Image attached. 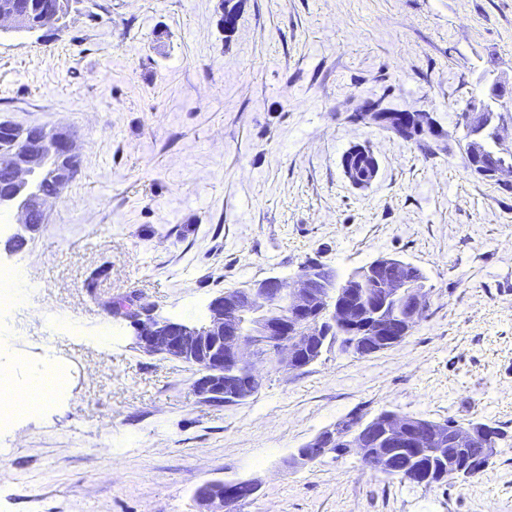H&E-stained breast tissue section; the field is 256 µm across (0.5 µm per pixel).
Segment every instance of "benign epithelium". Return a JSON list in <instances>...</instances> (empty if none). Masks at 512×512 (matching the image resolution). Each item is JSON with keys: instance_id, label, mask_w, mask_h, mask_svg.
Returning a JSON list of instances; mask_svg holds the SVG:
<instances>
[{"instance_id": "1", "label": "benign epithelium", "mask_w": 512, "mask_h": 512, "mask_svg": "<svg viewBox=\"0 0 512 512\" xmlns=\"http://www.w3.org/2000/svg\"><path fill=\"white\" fill-rule=\"evenodd\" d=\"M69 13L64 0L49 10L40 8L36 0H0V25L30 32L56 28ZM504 95V87L494 81L488 100L469 108L467 168L497 182L511 175L512 167L486 169L482 158L488 145L482 132L489 126L497 132L503 125ZM0 128L12 143L24 146L0 159V169H5L15 187L13 193L0 195V207L16 209L20 224L26 225L30 213L45 212L49 200L34 188L45 170L42 145L56 142L72 155L74 136L64 127L23 128L3 123ZM395 265L408 267L402 259L380 255L342 282L327 265L310 263L288 281L271 276L221 293L208 304L206 318L196 322L153 316L143 319L133 302L116 313L130 319L133 341L139 348L196 366L199 377L194 389L199 400L222 407L259 391L261 366L299 370L316 362L320 353L314 344L325 341L329 326L339 328L347 338L354 337V344L365 343L377 350L401 342L423 317L427 294L422 281L381 274ZM500 439L496 430L479 424L459 426L387 411L358 426L336 425L320 432L298 449V456L313 463L327 454L354 450L362 460L373 461L381 448H424L450 463L452 473L459 475L468 472L471 463L468 457H458L461 450L478 445L479 458L489 461L496 455ZM242 485L257 491L256 483L240 478L202 484L194 493L200 512H228L231 490Z\"/></svg>"}]
</instances>
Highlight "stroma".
<instances>
[{
  "mask_svg": "<svg viewBox=\"0 0 512 512\" xmlns=\"http://www.w3.org/2000/svg\"><path fill=\"white\" fill-rule=\"evenodd\" d=\"M496 79L512 0H84L60 28L0 29V121L69 127L80 159L44 223L0 214V270L35 282L0 315V370L69 377L0 429V512H197L227 478L260 485L239 512H512V191L466 168L461 119ZM378 99L426 113L430 151L352 120ZM357 144L379 164L365 190L342 168ZM381 255L427 278L410 334L266 372L239 405L201 403L196 367L140 351L112 310L194 321L307 260L345 276ZM356 410L508 438L481 479L429 487L356 453L294 463Z\"/></svg>",
  "mask_w": 512,
  "mask_h": 512,
  "instance_id": "35a3bbf8",
  "label": "stroma"
}]
</instances>
